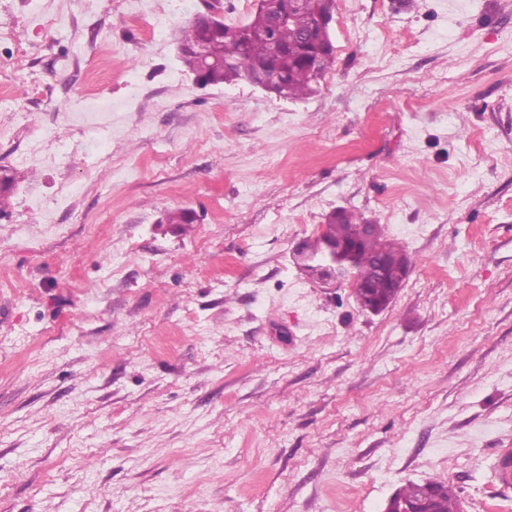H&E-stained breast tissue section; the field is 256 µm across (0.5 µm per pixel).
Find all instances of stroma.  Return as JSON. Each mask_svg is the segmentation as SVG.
Returning <instances> with one entry per match:
<instances>
[{
    "label": "stroma",
    "instance_id": "obj_1",
    "mask_svg": "<svg viewBox=\"0 0 512 512\" xmlns=\"http://www.w3.org/2000/svg\"><path fill=\"white\" fill-rule=\"evenodd\" d=\"M46 2L0 0V512H384L433 478L512 512V0H336L301 99L195 84L205 0ZM340 207L413 259L378 314L292 263Z\"/></svg>",
    "mask_w": 512,
    "mask_h": 512
}]
</instances>
